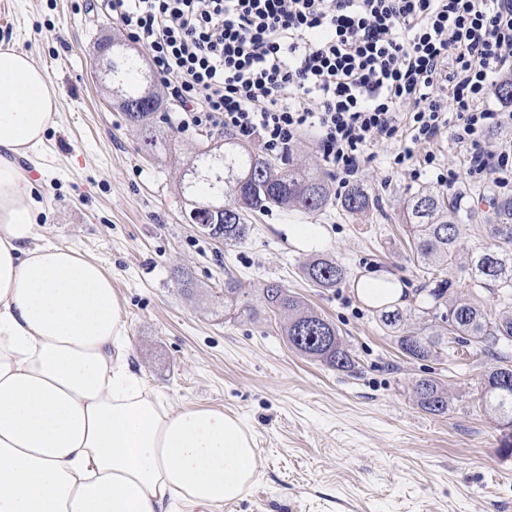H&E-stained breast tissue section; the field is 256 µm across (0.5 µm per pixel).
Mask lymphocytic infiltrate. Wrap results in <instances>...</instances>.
Returning <instances> with one entry per match:
<instances>
[{
	"label": "lymphocytic infiltrate",
	"instance_id": "f902f5d3",
	"mask_svg": "<svg viewBox=\"0 0 512 512\" xmlns=\"http://www.w3.org/2000/svg\"><path fill=\"white\" fill-rule=\"evenodd\" d=\"M148 53L180 130L225 129L279 154L303 135L341 185L367 150L416 147L441 131L469 145L471 176L512 188V152L488 145L504 123L488 100L512 71V0H108Z\"/></svg>",
	"mask_w": 512,
	"mask_h": 512
}]
</instances>
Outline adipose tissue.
<instances>
[{
  "mask_svg": "<svg viewBox=\"0 0 512 512\" xmlns=\"http://www.w3.org/2000/svg\"><path fill=\"white\" fill-rule=\"evenodd\" d=\"M30 56L0 49V512H170L242 498L258 475L243 423L174 408L127 356L112 277L39 233L25 166L57 113ZM372 307L401 303L382 271L356 281Z\"/></svg>",
  "mask_w": 512,
  "mask_h": 512,
  "instance_id": "adipose-tissue-1",
  "label": "adipose tissue"
}]
</instances>
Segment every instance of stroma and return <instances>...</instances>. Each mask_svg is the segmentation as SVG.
<instances>
[{
  "label": "stroma",
  "mask_w": 512,
  "mask_h": 512,
  "mask_svg": "<svg viewBox=\"0 0 512 512\" xmlns=\"http://www.w3.org/2000/svg\"><path fill=\"white\" fill-rule=\"evenodd\" d=\"M120 31L99 0H0V48L27 52L60 91L42 152L41 235L111 274L131 360L163 402L224 411L253 436L258 479L214 512H512V455L500 452V433L479 405L492 360L463 346L453 364L411 359L353 288L374 269L421 287L401 210L412 194L436 188L434 174L394 169L390 147H372L359 180L373 201L368 216L273 208L252 215L243 243L226 245L190 222L176 187L206 130L180 131L168 104L156 120L165 149L147 154L100 85L94 45ZM429 149L476 212L460 241L468 259L484 241L487 184L468 173V145L442 135ZM297 224L317 225V241L295 238ZM319 254L344 265L346 281L313 287L303 268ZM228 278L253 303L268 280L302 297L335 323L358 372L298 354L266 315L225 308ZM424 377L447 385V414L414 404L412 386Z\"/></svg>",
  "instance_id": "35a3bbf8"
}]
</instances>
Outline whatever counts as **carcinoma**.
I'll use <instances>...</instances> for the list:
<instances>
[{"mask_svg":"<svg viewBox=\"0 0 512 512\" xmlns=\"http://www.w3.org/2000/svg\"><path fill=\"white\" fill-rule=\"evenodd\" d=\"M104 53V81L130 125L143 133V144L158 150L153 134L155 114L165 100L155 87L140 50L112 36L95 47ZM178 190L190 202L189 218L213 238L231 245L250 231L246 214L272 207L321 213L335 203L350 214H368L369 194L359 185L341 195L317 172L298 168L285 156L273 160L233 134L194 150L184 160ZM235 202L224 204V197ZM475 212L461 211L444 194L421 191L410 197L403 209L409 245L424 276L419 292L426 306L410 315L399 309L380 313L382 327L393 334L399 349L415 360L440 354L454 359L453 344L471 347L470 355L492 358L497 365L484 378L480 401L484 413L498 426L512 423V195L497 198L485 218L486 240L468 261V291H458L448 271L459 264L463 226ZM304 275L317 288H334L346 278L342 265L330 257H317L304 266ZM487 293L496 298L501 311L488 317L477 298ZM233 279L224 282V306L242 303ZM244 304V303H242ZM248 315L270 312L281 324L288 346L329 369L353 372L355 354L332 322L323 317L283 284L269 281L260 288V308L244 304ZM413 401L422 411L443 415L448 411V388L436 378H421L412 387Z\"/></svg>","mask_w":512,"mask_h":512,"instance_id":"cac0c4a2","label":"carcinoma"}]
</instances>
